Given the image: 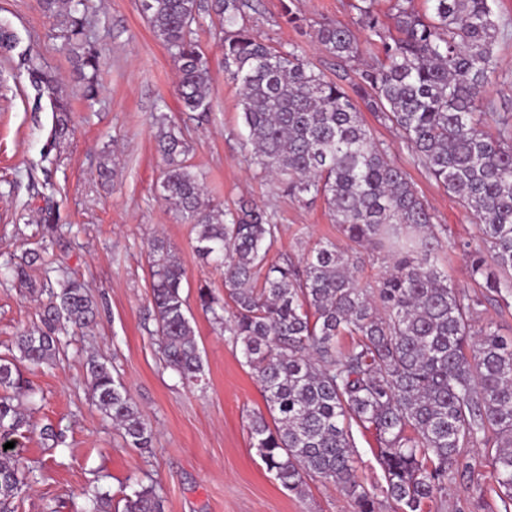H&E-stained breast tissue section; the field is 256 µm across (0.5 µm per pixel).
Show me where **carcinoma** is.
Wrapping results in <instances>:
<instances>
[{"label":"carcinoma","mask_w":512,"mask_h":512,"mask_svg":"<svg viewBox=\"0 0 512 512\" xmlns=\"http://www.w3.org/2000/svg\"><path fill=\"white\" fill-rule=\"evenodd\" d=\"M358 0V26L379 38L382 58L358 73L353 92L317 72L294 47L277 49L243 24L249 0H140L155 36L179 73L187 112H208V59L193 38L202 15L220 21L224 73L239 86L240 117L252 146L251 164L278 178L289 197L325 200L332 221L358 246L387 253L391 268L374 288L360 285L359 258L333 242L318 244L303 262L269 259L279 234L272 215L249 199L232 209L213 204L187 163L190 145L180 127L156 117L164 161L160 191L176 220L191 225L195 251L224 268L222 302L198 288L203 312L240 347L271 419L250 417V434L281 486L299 493L306 478L336 485L358 512H376V499L356 475L353 427L375 434L384 493L400 512H423L452 482H474L483 450L488 490L512 512V340L482 319L486 305L512 306V113L485 112L482 92L496 69L500 19L494 0ZM71 47L87 102L99 97L100 56L89 40L82 0H39ZM317 40L339 61L358 59L354 32L324 24ZM29 80L56 113L51 136L72 133L70 104L56 76L35 56ZM390 122L415 159L483 225L482 243L465 245L472 293L448 283L439 269L444 224L407 174L366 129L357 106ZM151 304L165 365L182 383L205 381L202 351L187 315L186 271L166 243L151 246ZM44 261L27 253L12 269L21 283ZM40 325L16 336L18 355L0 358V512L30 485L33 470L4 444L31 429L30 394L18 366L51 363L61 335L85 328L97 306L83 283L58 280ZM99 409L125 444L148 449L153 427L105 361H88ZM122 512H161L153 488L124 497Z\"/></svg>","instance_id":"carcinoma-1"}]
</instances>
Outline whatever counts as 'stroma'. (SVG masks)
I'll use <instances>...</instances> for the list:
<instances>
[{
    "label": "stroma",
    "mask_w": 512,
    "mask_h": 512,
    "mask_svg": "<svg viewBox=\"0 0 512 512\" xmlns=\"http://www.w3.org/2000/svg\"><path fill=\"white\" fill-rule=\"evenodd\" d=\"M87 34L101 53L100 95L88 104L79 93L69 49L37 0H0V24L11 28L15 49L0 56V357L14 351V338L39 322L49 301L48 270L83 282L103 306L92 327L68 332L53 363L20 369L32 387L26 406L34 432L22 454L37 481L12 512H89L88 492L100 488L114 512L139 486H154L163 512H355L334 484L314 478L304 493L286 490L269 472L248 432L253 413L266 412L259 384L239 349L196 303L199 286L224 291L222 269L197 257L191 227L178 223L159 195L162 160L156 152L153 117L166 113L185 130L189 162L203 178L208 197L221 206L244 197L271 213L281 231L269 257L302 260L323 241L344 250L353 245L337 230L323 200L290 199L278 182L250 163L240 118L239 89L224 73L217 19L201 17L195 37L209 61L212 109L197 120L183 112L178 74L166 47L154 36L138 0H84ZM302 28L281 18L282 0H254L245 23L273 46L297 47L303 58L341 85L355 79L382 54L378 41L360 35L355 69H343L317 42L325 23L355 27L351 0H294ZM503 24L495 54L497 71L484 95L487 111L512 113V0H497ZM39 57L70 97L73 137L51 142L54 124L48 100H37L23 59ZM372 137L409 176L437 223L448 228L440 268L450 284L474 289L464 243L479 242L480 224L457 198L418 165L397 130L374 113L363 114ZM115 161L112 180L99 185L98 162ZM56 209L47 233L39 216ZM164 238L187 273L183 292L194 318L195 339L205 363L204 388L182 385L166 368L150 304V248ZM45 248L46 264L28 270L30 283L4 277L8 263L29 249ZM112 364L155 430L151 449L126 447L95 404L87 371L90 357ZM52 426L58 443L41 439ZM355 467L377 496V512H398L383 494L384 473L372 433L354 431ZM478 486V485H477ZM476 485L450 484L448 494L425 512H501L493 496Z\"/></svg>",
    "instance_id": "1"
}]
</instances>
